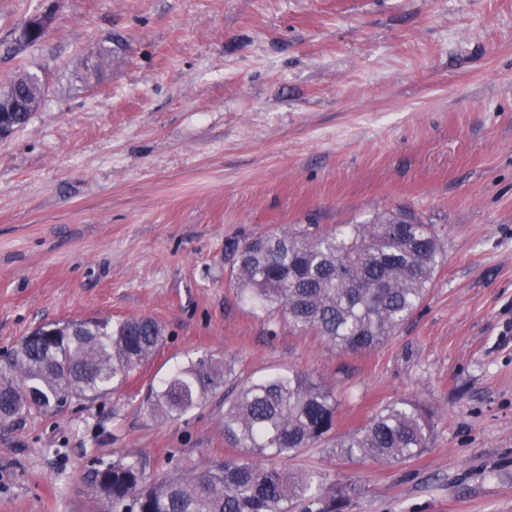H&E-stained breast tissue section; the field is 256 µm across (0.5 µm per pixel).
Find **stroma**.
Wrapping results in <instances>:
<instances>
[{"label": "stroma", "mask_w": 512, "mask_h": 512, "mask_svg": "<svg viewBox=\"0 0 512 512\" xmlns=\"http://www.w3.org/2000/svg\"><path fill=\"white\" fill-rule=\"evenodd\" d=\"M107 45L88 86L80 64ZM23 70L48 92L0 139V350L95 318L150 317L163 338L115 393L0 424V512H100L91 472L127 453L151 471L235 455L223 390L175 418L146 400L205 355L231 386L313 374L339 436L396 400L431 409L406 462L326 442L291 461L355 486L343 512H512V0H0V86ZM395 209L445 255L376 348L239 297L244 240Z\"/></svg>", "instance_id": "35a3bbf8"}]
</instances>
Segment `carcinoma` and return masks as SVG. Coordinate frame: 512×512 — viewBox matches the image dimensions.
I'll list each match as a JSON object with an SVG mask.
<instances>
[{
	"label": "carcinoma",
	"mask_w": 512,
	"mask_h": 512,
	"mask_svg": "<svg viewBox=\"0 0 512 512\" xmlns=\"http://www.w3.org/2000/svg\"><path fill=\"white\" fill-rule=\"evenodd\" d=\"M19 108L6 116L26 124L40 106L28 84L17 85ZM444 243L431 224L391 214L371 224H343L330 233L303 230L246 240L232 276L253 309L282 312L297 332L314 331L336 349L369 351L400 328L424 300ZM162 336L149 318L46 325L0 360V422L93 402L121 386ZM231 372L205 356L175 368L149 396L153 410L179 416L218 389ZM224 437L239 454L183 476H151L127 454L93 472L102 512H341L349 487L326 496L323 477L288 461L328 437L336 396L310 373L290 370L249 380L224 395ZM429 411L397 400L351 434L334 438L347 461H406L428 444Z\"/></svg>",
	"instance_id": "1"
}]
</instances>
